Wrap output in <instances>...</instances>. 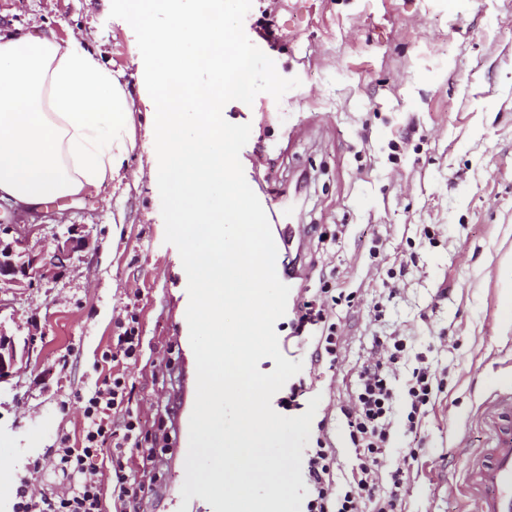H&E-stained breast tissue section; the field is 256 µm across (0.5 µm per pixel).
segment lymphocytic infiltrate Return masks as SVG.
<instances>
[{
    "instance_id": "obj_1",
    "label": "lymphocytic infiltrate",
    "mask_w": 512,
    "mask_h": 512,
    "mask_svg": "<svg viewBox=\"0 0 512 512\" xmlns=\"http://www.w3.org/2000/svg\"><path fill=\"white\" fill-rule=\"evenodd\" d=\"M353 294L333 293L321 286L302 297L294 308V334L316 333L312 363L335 362L342 346L334 321L335 308L353 302ZM119 333L102 351L96 364L99 372L83 398L84 422L80 441L62 436L57 447L48 449V460L56 477L50 493L33 497L28 491L27 477H20L14 490L10 512H103L101 477L104 468H111L119 485L118 499L127 504L136 500L139 486L130 472L132 455L139 450L142 420L130 406L128 385L124 374L113 372L118 358H137L142 337L137 318L118 322ZM377 355L358 371L357 389L352 406L343 414L349 435L359 451V472L352 482L339 485L330 461L331 449L324 439H317L308 449L303 470L307 485L304 512H362L372 505V512H398L406 486L409 466L417 452H409L403 467L391 474V485L380 491L374 480L381 466L392 428L394 392L393 366L406 349L404 338H375Z\"/></svg>"
}]
</instances>
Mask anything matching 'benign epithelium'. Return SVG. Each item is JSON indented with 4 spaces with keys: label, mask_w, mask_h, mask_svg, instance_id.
Here are the masks:
<instances>
[{
    "label": "benign epithelium",
    "mask_w": 512,
    "mask_h": 512,
    "mask_svg": "<svg viewBox=\"0 0 512 512\" xmlns=\"http://www.w3.org/2000/svg\"><path fill=\"white\" fill-rule=\"evenodd\" d=\"M37 225L0 224V313L10 302L7 294L17 296L37 281H54L65 272L67 261L76 252L88 247L83 227L70 225L54 238L52 252L38 251L30 246ZM45 336L37 318L28 321V332L19 338L9 335L0 325V384L9 381L31 357L37 342Z\"/></svg>",
    "instance_id": "7a95c632"
}]
</instances>
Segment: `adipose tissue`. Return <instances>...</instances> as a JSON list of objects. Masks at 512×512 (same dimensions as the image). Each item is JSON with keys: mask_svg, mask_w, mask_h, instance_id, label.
<instances>
[{"mask_svg": "<svg viewBox=\"0 0 512 512\" xmlns=\"http://www.w3.org/2000/svg\"><path fill=\"white\" fill-rule=\"evenodd\" d=\"M136 111L87 42L0 31V201L38 209L122 182Z\"/></svg>", "mask_w": 512, "mask_h": 512, "instance_id": "adipose-tissue-1", "label": "adipose tissue"}]
</instances>
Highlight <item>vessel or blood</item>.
<instances>
[{
  "label": "vessel or blood",
  "instance_id": "obj_1",
  "mask_svg": "<svg viewBox=\"0 0 512 512\" xmlns=\"http://www.w3.org/2000/svg\"><path fill=\"white\" fill-rule=\"evenodd\" d=\"M483 419L492 441L470 470L467 491L474 512H512V387L486 406Z\"/></svg>",
  "mask_w": 512,
  "mask_h": 512
}]
</instances>
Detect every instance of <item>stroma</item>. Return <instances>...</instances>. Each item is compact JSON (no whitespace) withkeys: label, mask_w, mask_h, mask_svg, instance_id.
I'll return each instance as SVG.
<instances>
[{"label":"stroma","mask_w":512,"mask_h":512,"mask_svg":"<svg viewBox=\"0 0 512 512\" xmlns=\"http://www.w3.org/2000/svg\"><path fill=\"white\" fill-rule=\"evenodd\" d=\"M110 7L0 0V29L42 24L90 42L123 72L140 111L121 184L35 213L0 206V222L39 225L38 248L52 250L72 224L89 239L62 277L0 312L7 333L26 334L33 317L45 330L41 352L0 385V448L9 451L0 457V512L24 466L80 431V397L129 313L143 347L119 369L141 413V445L154 451L137 475L140 512H173L185 479L189 428L165 411L183 401V374L196 372L167 294L181 277L180 254L164 240L157 183L138 176L155 154L148 92L136 35ZM267 17L271 40L260 30ZM243 28L282 77L301 80L279 100L262 93L249 106L226 104L228 122L251 126L246 181L275 197L278 223L301 228L288 249L297 285L324 281L355 295L336 309L345 342L335 366L311 365L313 339L292 337L290 316L275 324L321 398L314 418L325 427L310 436H325L338 481L351 479L358 460L342 410L373 336L399 333L407 347L392 381L397 402L414 368L429 367L437 387L416 431L395 416L377 482L388 486L415 449L401 512H469L467 472L490 444L480 410L512 383V318L503 313L512 291V0H252Z\"/></svg>","instance_id":"35a3bbf8"}]
</instances>
